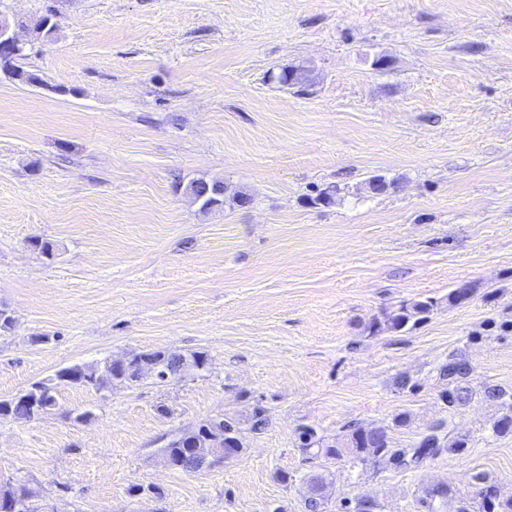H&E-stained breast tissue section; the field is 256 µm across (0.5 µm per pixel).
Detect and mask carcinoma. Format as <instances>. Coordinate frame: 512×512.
Returning a JSON list of instances; mask_svg holds the SVG:
<instances>
[{
    "instance_id": "1",
    "label": "carcinoma",
    "mask_w": 512,
    "mask_h": 512,
    "mask_svg": "<svg viewBox=\"0 0 512 512\" xmlns=\"http://www.w3.org/2000/svg\"><path fill=\"white\" fill-rule=\"evenodd\" d=\"M27 53L23 52L14 57L12 64L3 67L4 72L19 84L34 85L39 78L26 66ZM186 194L193 202L200 204V209L211 211L213 207L224 206V195L219 183L204 178L194 179L185 187ZM437 301L433 298L427 300L403 303L398 309L384 315L383 319L374 321L369 329L376 333L382 329L401 331L409 325H416L423 321L433 311ZM154 356L159 359L162 368L168 369L169 377H178L188 368L192 371H203L207 364V355L203 352H193L189 355L173 352L170 358L165 359L156 351H133L128 355L125 368L116 372L112 370V363L107 362L102 367L89 365H75L69 371L57 372L53 376L37 381V384L46 394L40 405H32L28 398L20 395L8 400H0V417L31 420L41 415L42 410H52L58 406V392L62 385H79L93 387L96 390L131 388L140 382L144 376L141 371V361L145 356ZM469 369L462 357H453L448 363L439 368V377L448 381V387L439 391L438 398L445 408L456 410L466 405L472 396L464 381ZM482 397L490 403H498L509 409L494 423L493 430L498 434L512 433V392L498 385H489L483 388ZM239 430L238 422L228 418L210 417L195 426L181 431L179 437L167 444L163 451L172 462V467L185 473L193 474L197 463L206 449L196 447L197 442L206 439V436L216 433H226L224 439L230 440V432ZM428 436L431 443H414L409 448H396L388 433L382 426L364 429L357 427L346 434L345 447L336 443L325 441L316 430L304 426L299 433V440L303 451L311 453L326 460L336 459L348 452L352 459L365 464L371 460H386L398 469L418 470L427 463L437 459L442 454L454 453L462 455L467 448V442L462 438L448 439L443 434L441 426L429 428ZM478 488V512H512V498L502 499L498 495L497 486L480 475L472 476ZM449 489L444 484L434 485L425 490L423 503L428 512H434L433 505L448 497ZM17 497L25 498L24 512H38L32 501L33 493L26 487L10 482L0 483V512L6 508V502ZM327 501L323 481L312 483L310 493L304 499L305 512H323Z\"/></svg>"
}]
</instances>
